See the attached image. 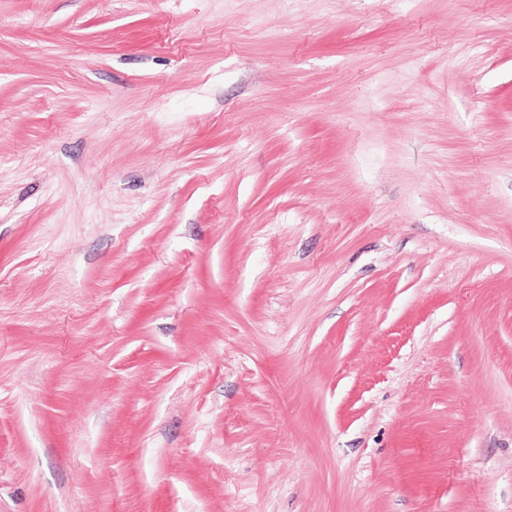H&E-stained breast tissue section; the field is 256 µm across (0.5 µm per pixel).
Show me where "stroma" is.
Segmentation results:
<instances>
[{
    "label": "stroma",
    "instance_id": "1",
    "mask_svg": "<svg viewBox=\"0 0 512 512\" xmlns=\"http://www.w3.org/2000/svg\"><path fill=\"white\" fill-rule=\"evenodd\" d=\"M0 512H512V0H0Z\"/></svg>",
    "mask_w": 512,
    "mask_h": 512
}]
</instances>
